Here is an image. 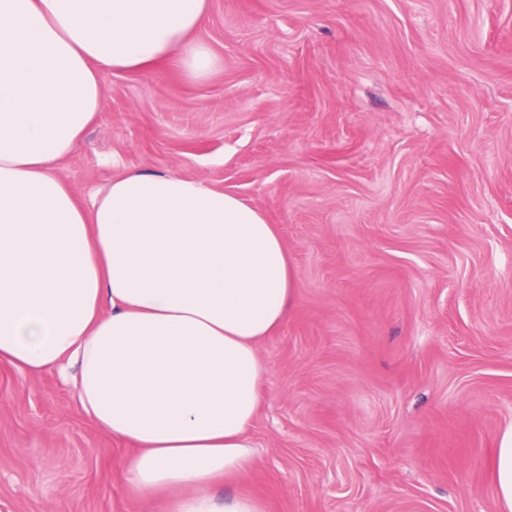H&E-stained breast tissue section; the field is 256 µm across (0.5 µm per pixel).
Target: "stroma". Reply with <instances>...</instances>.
Here are the masks:
<instances>
[{
  "label": "stroma",
  "instance_id": "stroma-1",
  "mask_svg": "<svg viewBox=\"0 0 512 512\" xmlns=\"http://www.w3.org/2000/svg\"><path fill=\"white\" fill-rule=\"evenodd\" d=\"M218 67L106 72L57 172L244 197L298 271L260 346L251 494L267 512H498L512 424V0H210ZM129 442L55 372L0 365V512H142ZM490 478L497 492L500 512L512 511V425L496 439L491 461Z\"/></svg>",
  "mask_w": 512,
  "mask_h": 512
}]
</instances>
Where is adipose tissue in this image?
<instances>
[{"label":"adipose tissue","instance_id":"obj_1","mask_svg":"<svg viewBox=\"0 0 512 512\" xmlns=\"http://www.w3.org/2000/svg\"><path fill=\"white\" fill-rule=\"evenodd\" d=\"M209 0H0V363L54 371L129 441L127 480L157 512H266L247 481L265 367L298 275L263 211L170 172L130 169L80 201L56 166L102 106L104 72L216 57ZM490 478L512 512V425Z\"/></svg>","mask_w":512,"mask_h":512}]
</instances>
